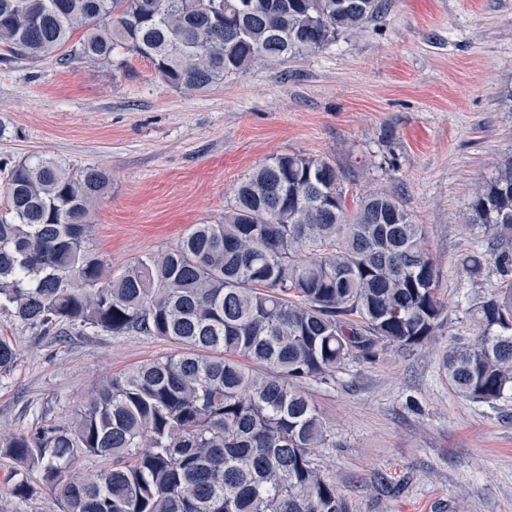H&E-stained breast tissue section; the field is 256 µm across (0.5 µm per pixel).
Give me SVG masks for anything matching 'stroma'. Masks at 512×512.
<instances>
[{"instance_id": "stroma-1", "label": "stroma", "mask_w": 512, "mask_h": 512, "mask_svg": "<svg viewBox=\"0 0 512 512\" xmlns=\"http://www.w3.org/2000/svg\"><path fill=\"white\" fill-rule=\"evenodd\" d=\"M386 15L324 49L259 61L204 91L168 85L152 64L0 61V167L37 157L106 168L89 246L119 272L219 220L235 187L281 154L343 171L349 202L384 191L423 224L447 302L425 347L353 362L304 393L330 430L316 449L349 512H512V395L454 394L440 362L448 339L477 329L478 292L460 255L485 250L465 216L476 188L512 156V0H389ZM18 352L0 376V443L38 418L68 423L107 378L177 352L153 336H39L0 314ZM22 466L0 454V512H53L54 495H7Z\"/></svg>"}]
</instances>
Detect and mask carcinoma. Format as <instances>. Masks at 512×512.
<instances>
[{"label":"carcinoma","mask_w":512,"mask_h":512,"mask_svg":"<svg viewBox=\"0 0 512 512\" xmlns=\"http://www.w3.org/2000/svg\"><path fill=\"white\" fill-rule=\"evenodd\" d=\"M386 0H0L9 57L62 65L149 61L168 84L207 90L258 59L320 50L386 11ZM78 29L79 41L71 42ZM0 310L41 336L139 333L177 353L102 383L68 424L36 423L4 453L43 472L59 512H348L314 462L328 430L300 389L331 384L348 361L414 350L442 327L446 304L423 225L373 192L348 207L327 161L273 157L234 190L214 224L121 272L85 245L93 202L110 184L95 167L52 158L4 168ZM491 231L460 264L493 263L500 281L469 315L442 368L457 395L512 393V159L469 204ZM0 339V374L16 365ZM108 466L64 474L80 457ZM8 494L29 499L27 478Z\"/></svg>","instance_id":"obj_1"}]
</instances>
